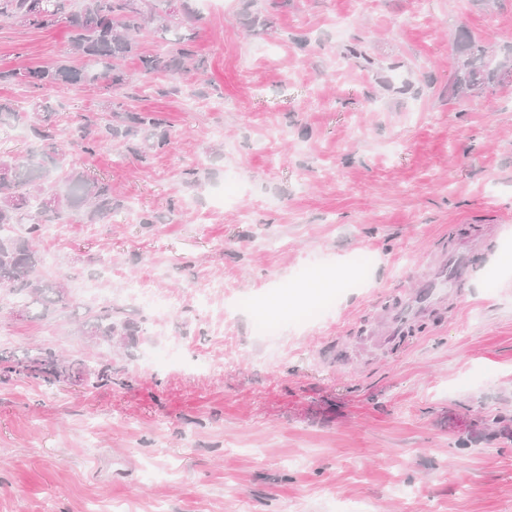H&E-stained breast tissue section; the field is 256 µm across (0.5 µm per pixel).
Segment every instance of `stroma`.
<instances>
[{"instance_id":"35a3bbf8","label":"stroma","mask_w":512,"mask_h":512,"mask_svg":"<svg viewBox=\"0 0 512 512\" xmlns=\"http://www.w3.org/2000/svg\"><path fill=\"white\" fill-rule=\"evenodd\" d=\"M188 5L203 70L125 91L170 132L148 163L76 146L100 85L56 95L65 165L122 206L42 238L74 303L39 321L1 297L0 353L49 347L112 382L0 381V512H512V85L449 90L460 32L512 48V0ZM68 44L62 25L2 23L0 69ZM486 227L468 286L421 339L337 362L430 253ZM362 252L369 284L343 286ZM212 278L241 302L224 339L208 329L223 302L194 296ZM132 279L183 293L168 318L191 349L182 366L144 364L165 339L126 300ZM106 305L139 329L126 347L77 330Z\"/></svg>"}]
</instances>
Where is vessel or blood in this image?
I'll list each match as a JSON object with an SVG mask.
<instances>
[{"label":"vessel or blood","instance_id":"1","mask_svg":"<svg viewBox=\"0 0 512 512\" xmlns=\"http://www.w3.org/2000/svg\"><path fill=\"white\" fill-rule=\"evenodd\" d=\"M469 271L465 253L436 259L418 276L416 288L403 290L382 306L376 327L367 334L368 343L382 347L410 335L416 324L431 313L445 309L449 295L468 279Z\"/></svg>","mask_w":512,"mask_h":512}]
</instances>
